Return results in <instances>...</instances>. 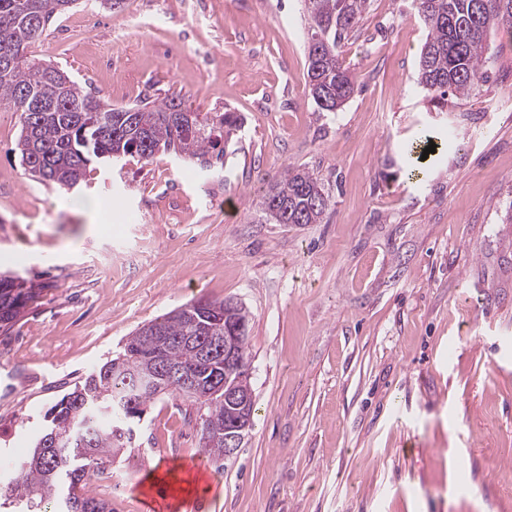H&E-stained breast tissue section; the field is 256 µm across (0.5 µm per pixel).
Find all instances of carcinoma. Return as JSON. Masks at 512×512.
<instances>
[{"label":"carcinoma","instance_id":"obj_1","mask_svg":"<svg viewBox=\"0 0 512 512\" xmlns=\"http://www.w3.org/2000/svg\"><path fill=\"white\" fill-rule=\"evenodd\" d=\"M76 0H0V102L21 113L16 142L20 165L38 181L61 191L74 188L86 168L112 154L149 160L160 148L189 160L219 150L238 128L240 117L226 111L218 122L192 112L181 102L89 109L99 101L84 92L59 66L28 53L50 23ZM307 35L325 41L307 43L308 95L319 112L340 109L357 84L342 57V42L356 30L368 0H304ZM428 30L418 59L417 84L439 102L468 96L487 81V40L503 28L512 34V0H412ZM330 205L324 184L301 167L286 169L262 197L268 224H318ZM39 293V285L16 292L0 276V328L12 323ZM249 323L248 311L232 300H195L149 322L128 337L123 350L93 369L84 381L58 400L46 415L47 425L16 476L0 490L3 501L17 502L26 512H42L49 500L60 512H112L106 500L92 494L93 477L102 475L135 439L134 421L163 393L133 391V380L151 374L163 358L192 369L203 381L224 380V367L198 364L196 347L187 336L224 335V316ZM169 394L200 405L201 430H224L232 409L219 401H199L188 390ZM208 463L223 468L224 442L203 449Z\"/></svg>","mask_w":512,"mask_h":512}]
</instances>
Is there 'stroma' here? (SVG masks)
<instances>
[{"label":"stroma","instance_id":"stroma-1","mask_svg":"<svg viewBox=\"0 0 512 512\" xmlns=\"http://www.w3.org/2000/svg\"><path fill=\"white\" fill-rule=\"evenodd\" d=\"M48 33L42 58L95 97L242 125L209 166L128 156L62 193L25 175L20 115L0 107V273L42 286L0 329V486L136 329L231 299L250 316L254 426L184 512H512V40L495 31L488 81L441 108L417 84L410 0H370L342 44L357 88L321 112L302 0H77ZM424 130L439 148L417 182ZM291 166L328 190L322 223H264ZM136 432L95 489L112 512H144L151 471L197 474L195 406L160 397Z\"/></svg>","mask_w":512,"mask_h":512}]
</instances>
